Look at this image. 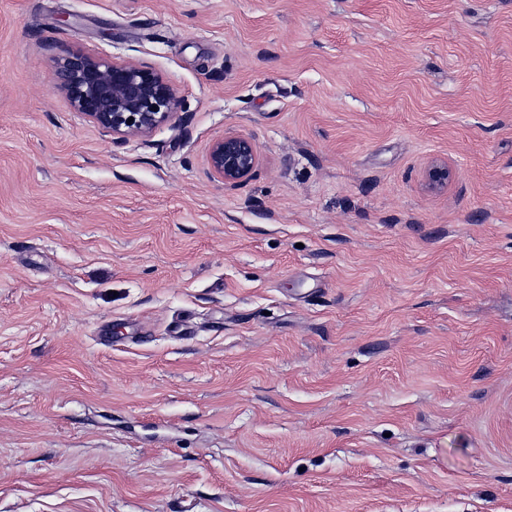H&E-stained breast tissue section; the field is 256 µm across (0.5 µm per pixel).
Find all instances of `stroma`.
I'll use <instances>...</instances> for the list:
<instances>
[{
    "label": "stroma",
    "instance_id": "1",
    "mask_svg": "<svg viewBox=\"0 0 512 512\" xmlns=\"http://www.w3.org/2000/svg\"><path fill=\"white\" fill-rule=\"evenodd\" d=\"M0 512H512V0H0ZM51 69L71 109L117 138L147 137L182 109L176 89L145 65L67 50ZM259 161L257 150L246 137L225 134L211 147L209 164L224 182L235 183L249 176Z\"/></svg>",
    "mask_w": 512,
    "mask_h": 512
}]
</instances>
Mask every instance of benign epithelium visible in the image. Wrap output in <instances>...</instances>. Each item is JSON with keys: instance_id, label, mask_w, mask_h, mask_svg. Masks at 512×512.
<instances>
[{"instance_id": "benign-epithelium-1", "label": "benign epithelium", "mask_w": 512, "mask_h": 512, "mask_svg": "<svg viewBox=\"0 0 512 512\" xmlns=\"http://www.w3.org/2000/svg\"><path fill=\"white\" fill-rule=\"evenodd\" d=\"M51 69L71 109L119 138L147 137L182 109L176 89L145 65L67 50L52 59ZM258 161L253 143L234 134L217 140L209 153L212 171L226 183L249 176ZM449 175L448 162H432L425 172L426 187L442 188Z\"/></svg>"}]
</instances>
